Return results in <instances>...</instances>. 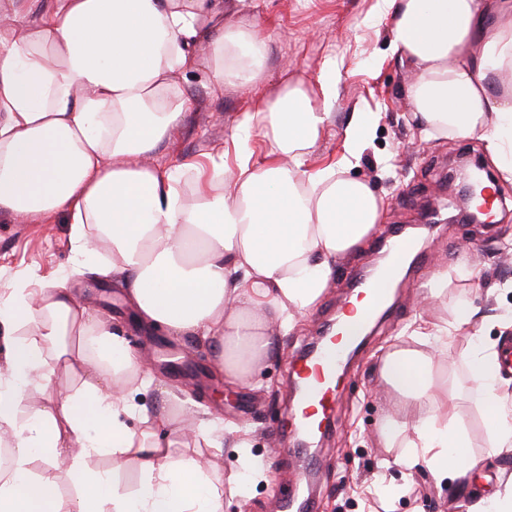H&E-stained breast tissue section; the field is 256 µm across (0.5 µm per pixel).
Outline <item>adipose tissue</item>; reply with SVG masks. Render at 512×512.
Here are the masks:
<instances>
[{
	"instance_id": "ef3b65f1",
	"label": "adipose tissue",
	"mask_w": 512,
	"mask_h": 512,
	"mask_svg": "<svg viewBox=\"0 0 512 512\" xmlns=\"http://www.w3.org/2000/svg\"><path fill=\"white\" fill-rule=\"evenodd\" d=\"M377 7L394 21L392 54L414 74L404 94L425 136L481 135L512 177V0L492 21L484 0ZM260 29L224 0H0V215L68 214L77 264L120 275L139 325L208 343L239 387L276 351L277 333L318 304L338 258L383 221L368 183L306 166L336 100L331 65L317 95L287 82L242 114L232 175L211 159L185 197L148 164L190 106V76L205 72L217 93L261 80ZM256 132L273 144L262 160L250 147ZM476 327L475 310L461 307L449 326H419L418 346L378 360L393 398L381 442L440 483L472 466L440 347ZM463 359L490 453L512 452V379L496 342L479 339ZM63 374L73 378L64 391ZM154 381L111 317L62 280L1 292L0 512H224L220 433L188 422L181 405L137 409L133 393ZM134 412L144 429L124 424ZM127 472L138 475L129 491Z\"/></svg>"
}]
</instances>
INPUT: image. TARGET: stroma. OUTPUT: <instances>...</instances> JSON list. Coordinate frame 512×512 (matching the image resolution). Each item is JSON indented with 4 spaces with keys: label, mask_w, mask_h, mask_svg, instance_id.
<instances>
[{
    "label": "stroma",
    "mask_w": 512,
    "mask_h": 512,
    "mask_svg": "<svg viewBox=\"0 0 512 512\" xmlns=\"http://www.w3.org/2000/svg\"><path fill=\"white\" fill-rule=\"evenodd\" d=\"M254 15L262 18L266 39L262 86L228 87L217 95L207 89L204 76L190 78L186 93L191 107L172 137L158 145L150 165L174 171L230 148V134L241 114L254 109L259 99L274 95L282 78L302 80L313 89L324 66L333 62L340 72L336 103L306 165L315 170L341 164L350 115L366 113L372 131L348 174L368 183L382 198L387 218L360 251L337 261L321 301L298 328L279 337L277 353L257 370L251 386L226 385L223 374L212 366L208 348L194 339L152 332L131 322L130 305L115 279L72 275L75 258L64 215L37 223L0 219V289L19 281L37 288L49 277H63L93 312L121 320V334L131 352L169 384L194 382L192 411L234 426L262 462L263 480L225 486V507L276 512L282 493L294 487L304 471L300 455L284 451L288 435L283 423L294 400L286 378L287 356L312 344L348 301L352 279L378 259L382 239L397 226L422 225V260L412 262L410 274L401 278L384 317L374 324L338 384L331 430L310 457L319 472L310 493L318 512H471L477 499L489 496L501 480L512 476V452H487L484 414L470 396L467 369L459 360L467 337H458L449 346L446 363L455 379L458 413L476 463L466 479L442 488L426 467L405 468L397 462L400 449L380 442L390 400L377 363L392 346L408 342L417 322L445 324L464 305L479 309L486 336L512 346V290L496 297L486 293L487 288L512 283V180L498 179L503 205L496 223L425 225L427 203L442 211L448 208L455 161L483 158L487 151L480 136L428 141L410 122L402 89L413 74L391 55L390 22L377 15L376 0H245L241 19ZM443 274L448 277L445 294L425 298L426 284Z\"/></svg>",
    "instance_id": "stroma-1"
}]
</instances>
